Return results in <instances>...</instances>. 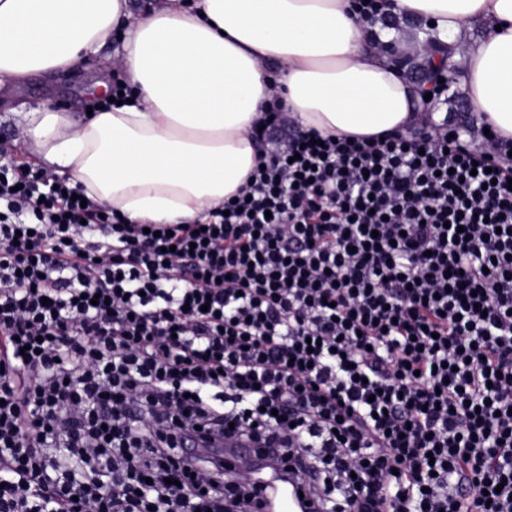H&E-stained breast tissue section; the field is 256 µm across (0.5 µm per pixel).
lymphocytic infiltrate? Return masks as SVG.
Segmentation results:
<instances>
[{
	"instance_id": "obj_1",
	"label": "lymphocytic infiltrate",
	"mask_w": 512,
	"mask_h": 512,
	"mask_svg": "<svg viewBox=\"0 0 512 512\" xmlns=\"http://www.w3.org/2000/svg\"><path fill=\"white\" fill-rule=\"evenodd\" d=\"M282 112L235 200L155 235L0 163V512H81L78 479L97 512H250L228 439L313 512H512V141Z\"/></svg>"
}]
</instances>
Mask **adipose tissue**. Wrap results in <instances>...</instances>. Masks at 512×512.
Segmentation results:
<instances>
[{
  "label": "adipose tissue",
  "mask_w": 512,
  "mask_h": 512,
  "mask_svg": "<svg viewBox=\"0 0 512 512\" xmlns=\"http://www.w3.org/2000/svg\"><path fill=\"white\" fill-rule=\"evenodd\" d=\"M454 43L474 22L461 89L512 140V0H383ZM131 102L80 115L16 111L36 164L131 221L179 224L235 196L255 165L271 102L322 136L369 137L422 117L420 91L362 24L353 0H0V88L85 62L114 37Z\"/></svg>",
  "instance_id": "adipose-tissue-1"
}]
</instances>
